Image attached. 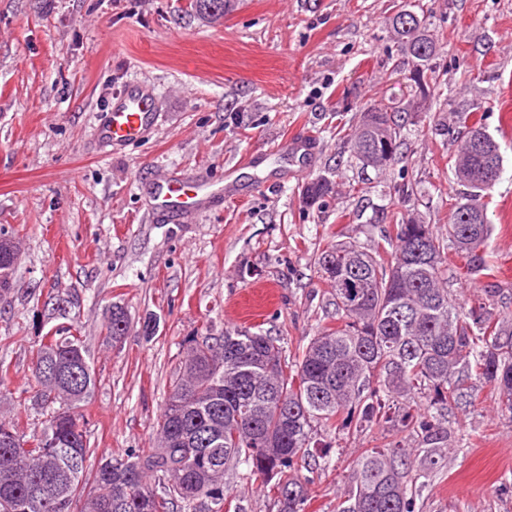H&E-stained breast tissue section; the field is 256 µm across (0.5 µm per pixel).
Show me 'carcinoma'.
I'll list each match as a JSON object with an SVG mask.
<instances>
[{
  "label": "carcinoma",
  "mask_w": 512,
  "mask_h": 512,
  "mask_svg": "<svg viewBox=\"0 0 512 512\" xmlns=\"http://www.w3.org/2000/svg\"><path fill=\"white\" fill-rule=\"evenodd\" d=\"M191 5L213 21L232 8L231 0ZM390 24L413 62L410 91L424 101L438 89L430 23L403 5ZM473 130L480 141L467 134L457 144L454 175L465 192L452 199L445 231L397 211L389 259L378 245L341 241L322 253L318 263L337 326L311 339L295 361L260 330L227 329L213 342L189 338L149 448L102 457L87 469L95 449L74 414L95 386L86 352L73 335L41 344L31 373L49 419L28 442L0 418V512H173L178 503L187 512H236L224 471L241 465L246 479L274 491L279 512H304L310 479L291 472L306 461L320 430L401 426L421 437L433 467L452 442L439 416L468 395L472 381L492 385L500 408L512 414V321L484 302L466 311L448 291L450 272L479 279L489 271L483 248L492 224L483 199L500 177L503 157L484 127ZM400 137L394 113L370 106L346 144L352 158L384 170L402 160ZM328 190L320 178L305 197L313 203ZM128 325L124 309L112 306L106 340L120 342ZM55 360L73 370L69 378L42 372ZM413 452L398 441L365 451L341 512H416Z\"/></svg>",
  "instance_id": "obj_1"
}]
</instances>
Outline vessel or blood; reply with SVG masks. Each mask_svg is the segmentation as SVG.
Returning <instances> with one entry per match:
<instances>
[{"label": "vessel or blood", "mask_w": 512, "mask_h": 512, "mask_svg": "<svg viewBox=\"0 0 512 512\" xmlns=\"http://www.w3.org/2000/svg\"><path fill=\"white\" fill-rule=\"evenodd\" d=\"M162 117V106L148 83L125 86L113 98L108 119L97 130V140L102 146L119 149L151 135ZM231 190L228 184L214 188L198 180H163L154 192V205L159 219L186 224Z\"/></svg>", "instance_id": "b4317fda"}]
</instances>
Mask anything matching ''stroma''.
<instances>
[{
  "instance_id": "obj_1",
  "label": "stroma",
  "mask_w": 512,
  "mask_h": 512,
  "mask_svg": "<svg viewBox=\"0 0 512 512\" xmlns=\"http://www.w3.org/2000/svg\"><path fill=\"white\" fill-rule=\"evenodd\" d=\"M406 0H235L223 23L190 0H0V234L18 244L0 289V416L31 437L45 420L34 402L32 359L43 337L71 327L96 386L78 410L91 447L121 457L148 447L186 340L225 329L282 337L298 356L335 324L318 259L331 243L369 247L391 229L393 203L434 228L443 196L461 186L448 164L467 124L499 143L503 170L486 198L491 274L449 281L465 306L495 289V313L512 318V0H422L438 39L443 101L408 111L409 64L388 19ZM151 84L164 105L152 136L101 151L95 130L126 83ZM406 109L403 159L384 170L351 160L344 133L366 104ZM467 114V124L453 121ZM312 134L308 173L278 152ZM171 174L200 176L236 194L193 224H166L148 187ZM332 191L313 204L316 178ZM410 184L415 193L400 200ZM123 306L129 329L106 343L105 314ZM445 424L456 450L428 466L416 454L419 512H512V416L491 386L475 383ZM418 437L388 426L314 438L319 463L305 512H339L353 463L389 441ZM224 488L241 512H278L240 470Z\"/></svg>"
}]
</instances>
